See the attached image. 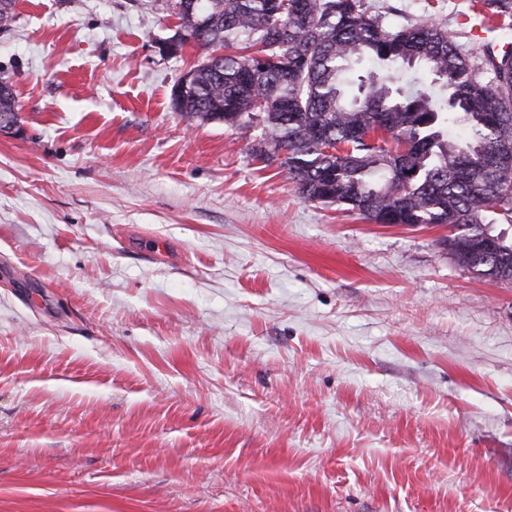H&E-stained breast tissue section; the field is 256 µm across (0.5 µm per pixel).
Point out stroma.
Listing matches in <instances>:
<instances>
[{"instance_id":"1","label":"stroma","mask_w":512,"mask_h":512,"mask_svg":"<svg viewBox=\"0 0 512 512\" xmlns=\"http://www.w3.org/2000/svg\"><path fill=\"white\" fill-rule=\"evenodd\" d=\"M367 3L485 75L471 0ZM164 6L0 32V512H512V282L183 118Z\"/></svg>"}]
</instances>
